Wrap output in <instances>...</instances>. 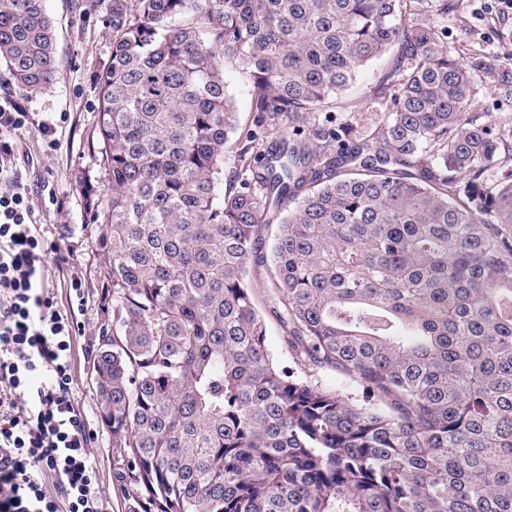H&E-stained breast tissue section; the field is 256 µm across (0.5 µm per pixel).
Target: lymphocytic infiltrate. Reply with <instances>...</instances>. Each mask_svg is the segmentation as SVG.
Wrapping results in <instances>:
<instances>
[{
    "label": "lymphocytic infiltrate",
    "instance_id": "1",
    "mask_svg": "<svg viewBox=\"0 0 512 512\" xmlns=\"http://www.w3.org/2000/svg\"><path fill=\"white\" fill-rule=\"evenodd\" d=\"M25 115L0 96V512H103L92 437L72 392L77 323L46 287L60 245L33 219ZM54 475L59 498L43 490Z\"/></svg>",
    "mask_w": 512,
    "mask_h": 512
}]
</instances>
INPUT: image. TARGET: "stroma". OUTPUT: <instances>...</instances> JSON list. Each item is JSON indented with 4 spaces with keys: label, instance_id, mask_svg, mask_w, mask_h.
I'll list each match as a JSON object with an SVG mask.
<instances>
[{
    "label": "stroma",
    "instance_id": "1",
    "mask_svg": "<svg viewBox=\"0 0 512 512\" xmlns=\"http://www.w3.org/2000/svg\"><path fill=\"white\" fill-rule=\"evenodd\" d=\"M112 0H45L55 34V59L59 78L48 89L28 94L19 89L6 66H0V90L7 92L28 114L27 130L20 147L32 163L29 181L34 191V218L47 226L69 255L68 264L50 267L47 286L59 307H67L71 279L81 284L82 302L75 309L77 335L72 345V391L94 439L92 453L98 471L105 512H128L130 498L114 476L112 432L102 419V405L93 380V359L98 338L112 317L96 252L104 231L89 221L80 177L91 178L99 197L111 189L101 173L97 139L98 96L96 76L109 60L110 32L106 19ZM448 32V43L457 55L478 51L487 59L512 58V9L502 0H458L455 11L439 21ZM389 64L373 62L357 81L338 95L328 117L339 126L352 128L356 136L373 132L384 111L370 97L369 89ZM54 133L44 136L43 125ZM249 281L255 305L267 325V345L273 359L295 368L280 325L271 311L265 269H254Z\"/></svg>",
    "mask_w": 512,
    "mask_h": 512
}]
</instances>
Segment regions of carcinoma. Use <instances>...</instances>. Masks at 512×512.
Returning <instances> with one entry per match:
<instances>
[{
  "mask_svg": "<svg viewBox=\"0 0 512 512\" xmlns=\"http://www.w3.org/2000/svg\"><path fill=\"white\" fill-rule=\"evenodd\" d=\"M456 7L112 0V193L84 197L107 225L93 367L132 512H512V116L471 111L483 83L512 100V62L456 56ZM387 52L371 134L315 118ZM0 59L26 93L57 78L43 0H0ZM226 62L251 83L241 132ZM252 266L296 363L362 400L273 360Z\"/></svg>",
  "mask_w": 512,
  "mask_h": 512,
  "instance_id": "carcinoma-1",
  "label": "carcinoma"
}]
</instances>
